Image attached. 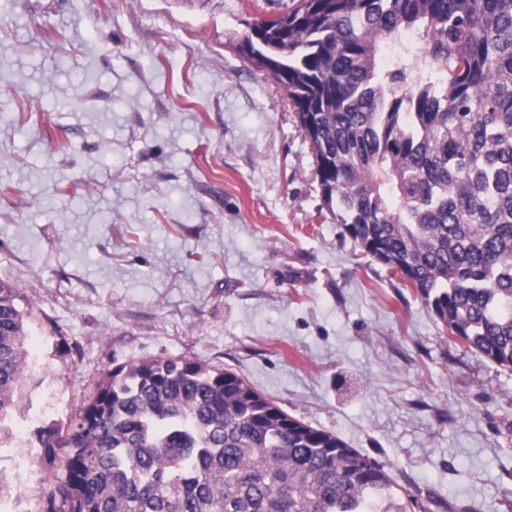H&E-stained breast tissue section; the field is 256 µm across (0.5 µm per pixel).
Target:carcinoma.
Listing matches in <instances>:
<instances>
[{"mask_svg":"<svg viewBox=\"0 0 512 512\" xmlns=\"http://www.w3.org/2000/svg\"><path fill=\"white\" fill-rule=\"evenodd\" d=\"M240 49L283 85L323 205L448 332L512 371V0H299ZM0 281V422L26 367ZM42 512H431L231 370L118 365L39 430Z\"/></svg>","mask_w":512,"mask_h":512,"instance_id":"carcinoma-1","label":"carcinoma"}]
</instances>
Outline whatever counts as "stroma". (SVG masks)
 I'll return each mask as SVG.
<instances>
[{
  "mask_svg": "<svg viewBox=\"0 0 512 512\" xmlns=\"http://www.w3.org/2000/svg\"><path fill=\"white\" fill-rule=\"evenodd\" d=\"M296 4L0 0V281L27 332L0 512H39V429L159 357L234 371L432 512H501L512 372L345 236L287 90L238 49Z\"/></svg>",
  "mask_w": 512,
  "mask_h": 512,
  "instance_id": "35a3bbf8",
  "label": "stroma"
}]
</instances>
